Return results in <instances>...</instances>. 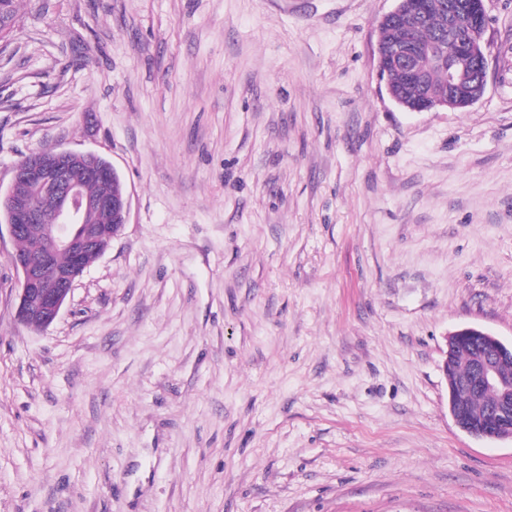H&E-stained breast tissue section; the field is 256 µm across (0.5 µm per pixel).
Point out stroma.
<instances>
[{"label":"stroma","mask_w":512,"mask_h":512,"mask_svg":"<svg viewBox=\"0 0 512 512\" xmlns=\"http://www.w3.org/2000/svg\"><path fill=\"white\" fill-rule=\"evenodd\" d=\"M396 0H21L0 190L41 148L128 222L44 330L0 219V512H512L446 336L512 341V0L463 110L378 69Z\"/></svg>","instance_id":"35a3bbf8"}]
</instances>
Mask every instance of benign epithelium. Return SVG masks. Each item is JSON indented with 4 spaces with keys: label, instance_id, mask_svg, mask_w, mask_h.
<instances>
[{
    "label": "benign epithelium",
    "instance_id": "1",
    "mask_svg": "<svg viewBox=\"0 0 512 512\" xmlns=\"http://www.w3.org/2000/svg\"><path fill=\"white\" fill-rule=\"evenodd\" d=\"M396 7L385 14L377 25L378 68L388 74V66L399 65L407 78L421 82L413 64L414 53L400 44L386 41L387 27L396 22L412 23L422 12V0H396ZM468 18L466 38L454 41L458 52L465 54L488 70L487 14L485 0H461ZM447 66V86L440 94H431L425 86L412 97L395 92L387 84L389 97L409 112H429L438 109L459 110L471 106L478 96L470 91V73L458 69L448 58L440 57ZM117 171L103 162L94 152L64 149H42L24 156L13 171L12 182L0 193V216L5 218L10 235L18 239L36 228L42 236L45 250L35 259L19 251L12 256L14 266L21 273L19 302L15 317L26 326L45 329L58 317L76 279L86 268L85 252L89 249L104 252L127 223L129 197L121 185L112 197H92L84 192L90 181H108ZM43 197L54 204L53 223H36L34 198ZM112 211V223L87 224L85 216L91 210ZM65 251L69 266L60 269L50 257ZM469 337H479L487 350L471 357L469 372L456 371V352ZM442 374L449 393L455 390H473L493 393V400L481 413L449 398V412L456 426L468 435L483 440H512V342L505 343L495 335L475 327H465L446 338V352Z\"/></svg>",
    "mask_w": 512,
    "mask_h": 512
}]
</instances>
